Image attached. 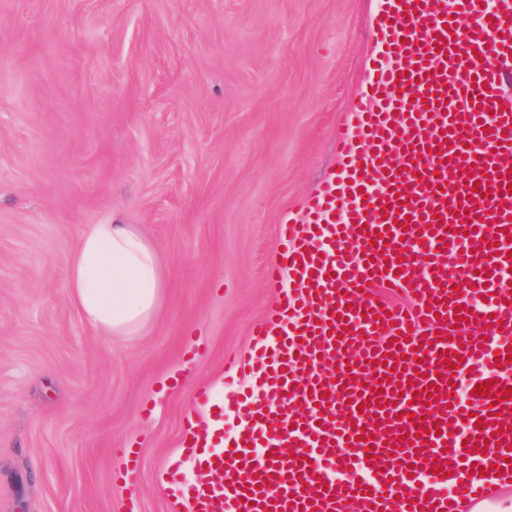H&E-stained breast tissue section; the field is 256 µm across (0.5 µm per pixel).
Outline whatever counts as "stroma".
I'll list each match as a JSON object with an SVG mask.
<instances>
[{
    "instance_id": "obj_1",
    "label": "stroma",
    "mask_w": 512,
    "mask_h": 512,
    "mask_svg": "<svg viewBox=\"0 0 512 512\" xmlns=\"http://www.w3.org/2000/svg\"><path fill=\"white\" fill-rule=\"evenodd\" d=\"M377 0H0V512H186L162 473L280 291L279 226L339 168ZM130 224L163 296L129 336L69 290ZM136 469L114 480L126 449Z\"/></svg>"
}]
</instances>
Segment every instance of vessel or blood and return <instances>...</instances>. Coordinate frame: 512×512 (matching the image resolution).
I'll return each instance as SVG.
<instances>
[{"mask_svg":"<svg viewBox=\"0 0 512 512\" xmlns=\"http://www.w3.org/2000/svg\"><path fill=\"white\" fill-rule=\"evenodd\" d=\"M379 0V52L305 220L267 276L292 287L225 366L249 381L187 421L189 512H460L512 478V0ZM388 288L411 300L376 298Z\"/></svg>","mask_w":512,"mask_h":512,"instance_id":"1","label":"vessel or blood"}]
</instances>
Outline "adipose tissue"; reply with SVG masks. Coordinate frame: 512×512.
<instances>
[{
    "mask_svg": "<svg viewBox=\"0 0 512 512\" xmlns=\"http://www.w3.org/2000/svg\"><path fill=\"white\" fill-rule=\"evenodd\" d=\"M70 293L87 325L128 336L152 317L163 294L153 246L127 224L84 225L70 266Z\"/></svg>",
    "mask_w": 512,
    "mask_h": 512,
    "instance_id": "1",
    "label": "adipose tissue"
}]
</instances>
